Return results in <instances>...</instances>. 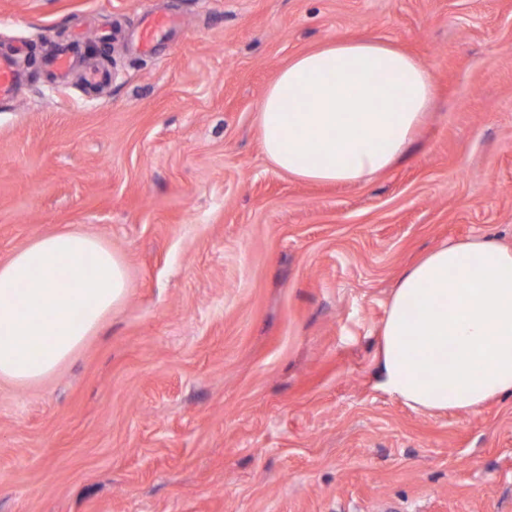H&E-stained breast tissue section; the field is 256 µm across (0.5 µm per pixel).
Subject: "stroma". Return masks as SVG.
Wrapping results in <instances>:
<instances>
[{"label": "stroma", "instance_id": "obj_1", "mask_svg": "<svg viewBox=\"0 0 512 512\" xmlns=\"http://www.w3.org/2000/svg\"><path fill=\"white\" fill-rule=\"evenodd\" d=\"M150 13L174 23L145 53ZM364 36L431 70L433 112L363 182L278 170L267 87ZM21 44L0 261L78 228L129 284L55 373L0 380V512H512L511 397L430 414L375 386L405 270L512 247V0H0V53Z\"/></svg>", "mask_w": 512, "mask_h": 512}]
</instances>
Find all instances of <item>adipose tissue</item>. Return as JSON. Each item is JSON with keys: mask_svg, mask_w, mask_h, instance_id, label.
<instances>
[{"mask_svg": "<svg viewBox=\"0 0 512 512\" xmlns=\"http://www.w3.org/2000/svg\"><path fill=\"white\" fill-rule=\"evenodd\" d=\"M288 90L297 105H285ZM433 97L429 70L389 42L333 40L295 57L266 90L262 148L293 177L357 183L404 152ZM126 288L123 258L93 234L59 231L16 250L0 262V379L26 384L54 373ZM74 306L83 310L77 321L65 315ZM376 379L425 412L512 396V248L476 236L409 268L380 330Z\"/></svg>", "mask_w": 512, "mask_h": 512, "instance_id": "obj_1", "label": "adipose tissue"}]
</instances>
